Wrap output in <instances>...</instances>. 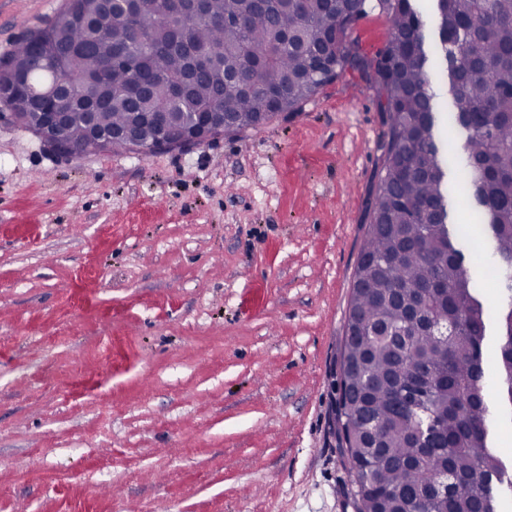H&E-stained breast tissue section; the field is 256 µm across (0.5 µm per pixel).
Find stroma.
<instances>
[{
  "label": "stroma",
  "mask_w": 512,
  "mask_h": 512,
  "mask_svg": "<svg viewBox=\"0 0 512 512\" xmlns=\"http://www.w3.org/2000/svg\"><path fill=\"white\" fill-rule=\"evenodd\" d=\"M65 0H0V60ZM383 114L348 72L185 152L0 116V512H356L336 401Z\"/></svg>",
  "instance_id": "obj_1"
}]
</instances>
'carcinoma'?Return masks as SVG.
<instances>
[{"mask_svg":"<svg viewBox=\"0 0 512 512\" xmlns=\"http://www.w3.org/2000/svg\"><path fill=\"white\" fill-rule=\"evenodd\" d=\"M366 0H208L204 20L181 19L186 46L170 42L178 20L170 0L135 13L138 33L107 32L93 23L99 0H66L64 8L7 60L44 92L59 80L68 104L70 146L78 154L127 151L88 138L86 106L98 104L105 130L133 125L138 114L165 112L177 127L197 112H222L241 133L301 110L346 70L361 73L381 102L387 131L368 203L356 271L363 287L349 308L361 312L364 335L351 344L360 361L359 402L338 400L344 444L353 447L357 481L380 500L358 512H501L512 474L489 446L491 369L512 408V0H437L440 44L463 153H444L436 136L430 48L412 0H377L388 33L375 55L348 40L366 15ZM64 56L58 72L55 62ZM471 187L486 250L495 261L498 346L483 356L489 308L478 295L464 252L450 229L446 170ZM448 327L439 336L432 322ZM428 371L425 388L437 422L430 450L416 448L415 423L401 393ZM448 477V495L435 491Z\"/></svg>","mask_w":512,"mask_h":512,"instance_id":"obj_1","label":"carcinoma"}]
</instances>
